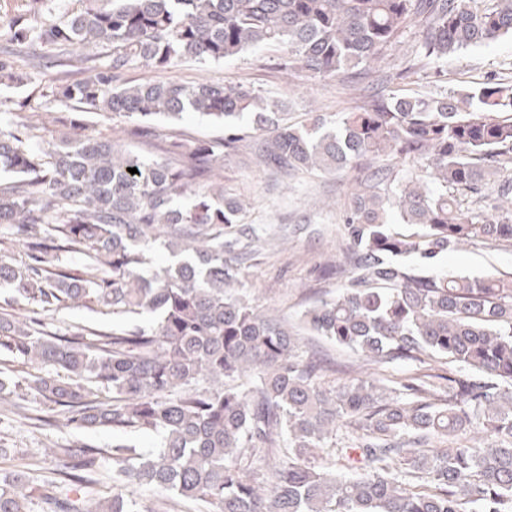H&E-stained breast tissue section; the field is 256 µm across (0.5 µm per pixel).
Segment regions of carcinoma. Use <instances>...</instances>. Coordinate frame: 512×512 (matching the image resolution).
<instances>
[{
	"label": "carcinoma",
	"instance_id": "obj_1",
	"mask_svg": "<svg viewBox=\"0 0 512 512\" xmlns=\"http://www.w3.org/2000/svg\"><path fill=\"white\" fill-rule=\"evenodd\" d=\"M8 23L20 48L52 51L62 68L40 115L73 103L121 115L131 134L187 113L224 125V148L248 116L265 137L258 161L285 172L358 170L343 215L348 285L301 313L316 336L400 377L322 381L299 338L236 291L264 237L247 204L214 179L223 153L171 142L146 159L77 129L44 137V122L0 116V287L44 313L70 307L125 319L70 325L0 310V350L38 372L27 388L80 428L160 434L143 454L68 446L44 512H512V273L429 277L462 246L512 250V77L446 96L367 98L328 127L283 123L285 104L245 85L117 84L127 69L220 62L284 45L288 70L366 78L383 50L415 26L405 71L503 38L512 0H56ZM28 80L0 54V108ZM392 155L400 168L376 159ZM135 168L132 174L128 169ZM237 228L224 239L225 229ZM162 247L164 266L146 251ZM149 314L150 323H139ZM448 443L445 448L435 442ZM112 464L115 491L85 506L69 498ZM34 456L0 476V512H31ZM161 492L147 505L130 490Z\"/></svg>",
	"mask_w": 512,
	"mask_h": 512
}]
</instances>
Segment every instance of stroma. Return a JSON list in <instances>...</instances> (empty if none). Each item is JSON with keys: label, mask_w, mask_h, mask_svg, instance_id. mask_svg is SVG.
<instances>
[{"label": "stroma", "mask_w": 512, "mask_h": 512, "mask_svg": "<svg viewBox=\"0 0 512 512\" xmlns=\"http://www.w3.org/2000/svg\"><path fill=\"white\" fill-rule=\"evenodd\" d=\"M420 38L418 29L407 32L402 42L384 51L382 68L388 83L374 78L352 81L345 76L322 78L305 71L288 72L287 50L279 45H264L218 63L182 62L176 67L157 71L136 66L126 71L122 80H173L181 83L210 80L224 84H244L263 96L285 101L288 121L307 122L316 112L335 116L351 112L364 97L389 95L396 90L424 96H440L466 85L484 82L495 74L512 70V41L499 40L489 46L461 51L439 61H423L415 72L402 74L401 61ZM69 125L86 133L118 139L148 159L164 155L169 140L204 141L213 145L224 142L221 124L184 115L176 122L154 120L152 136L130 137L131 123L118 115L97 116L76 109L67 113ZM263 139L261 132L247 130L237 150L224 153L219 174L224 190L249 203L246 223L255 225L272 242L270 248L252 257L240 271L244 291L254 307L272 311L299 327L300 315L310 303L335 296L340 281H325L320 269L327 262L344 264L341 249V206L351 189L354 172L324 174L318 171L274 173L257 164L253 147ZM429 273H454L469 277L512 273V251L465 248L439 256ZM304 349L336 364L335 378L344 381L367 376L370 367L359 356L322 337L304 334ZM16 396L25 400L29 414L38 417V425L16 428L8 422L11 401L0 402V448H13L23 455L41 449L67 445L96 448L111 447L114 436L108 430L78 428L50 411L43 401L17 387Z\"/></svg>", "instance_id": "1"}]
</instances>
